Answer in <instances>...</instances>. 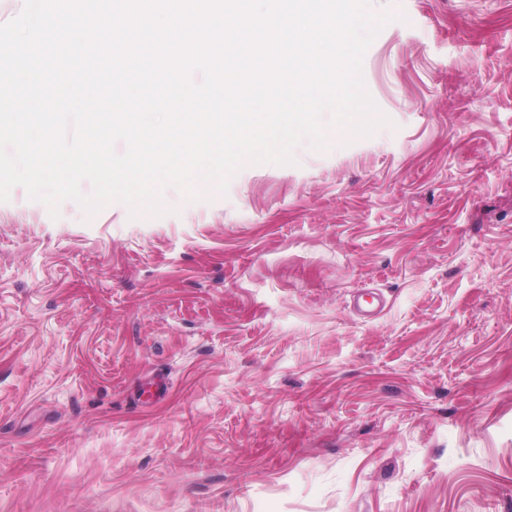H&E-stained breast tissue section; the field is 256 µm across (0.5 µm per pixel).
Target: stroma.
I'll return each instance as SVG.
<instances>
[{
    "label": "stroma",
    "instance_id": "1",
    "mask_svg": "<svg viewBox=\"0 0 512 512\" xmlns=\"http://www.w3.org/2000/svg\"><path fill=\"white\" fill-rule=\"evenodd\" d=\"M372 7L371 137L0 202V512H512V0Z\"/></svg>",
    "mask_w": 512,
    "mask_h": 512
}]
</instances>
